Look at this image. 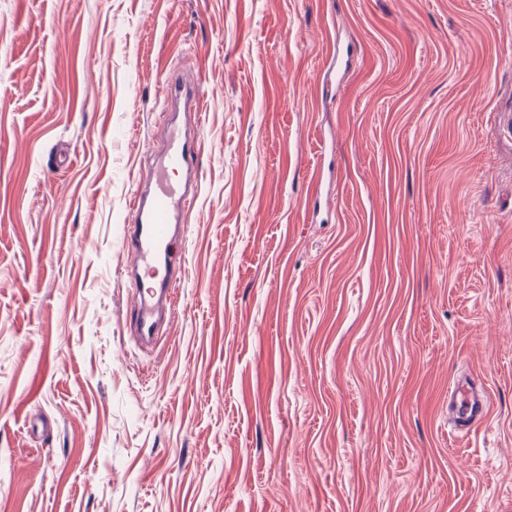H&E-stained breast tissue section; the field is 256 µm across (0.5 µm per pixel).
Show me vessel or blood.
Segmentation results:
<instances>
[{"label": "vessel or blood", "instance_id": "b4317fda", "mask_svg": "<svg viewBox=\"0 0 512 512\" xmlns=\"http://www.w3.org/2000/svg\"><path fill=\"white\" fill-rule=\"evenodd\" d=\"M164 107L172 112L199 111V92L176 79L165 85ZM198 150L187 137L165 128L163 148L148 185L136 190L132 200L133 223L124 225L125 274L132 285L135 339L142 344L157 340L173 320L175 265L170 246L179 233L183 211L193 199L192 178ZM492 399L481 379L465 375L448 388V428L453 433H475L490 420Z\"/></svg>", "mask_w": 512, "mask_h": 512}]
</instances>
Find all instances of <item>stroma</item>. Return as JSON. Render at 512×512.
<instances>
[{
	"instance_id": "35a3bbf8",
	"label": "stroma",
	"mask_w": 512,
	"mask_h": 512,
	"mask_svg": "<svg viewBox=\"0 0 512 512\" xmlns=\"http://www.w3.org/2000/svg\"><path fill=\"white\" fill-rule=\"evenodd\" d=\"M171 74L196 197L142 348ZM0 512H512V0H0ZM163 105L167 111L171 107V112H199L201 97L199 91L182 86L177 79H169L165 85V94ZM199 150L187 137L167 126L163 148L145 189L137 187L132 200L133 224H125L123 249L127 255L125 275L132 285L135 334L138 343L151 344L160 336L165 323L173 321V276L175 265L170 246L179 233L184 208L193 199L192 176L197 171ZM170 173L181 179L172 183ZM163 267L164 276L150 288L141 286L142 273L154 274ZM492 399L482 380L472 375L457 377L448 387L449 432L469 435L490 420Z\"/></svg>"
}]
</instances>
